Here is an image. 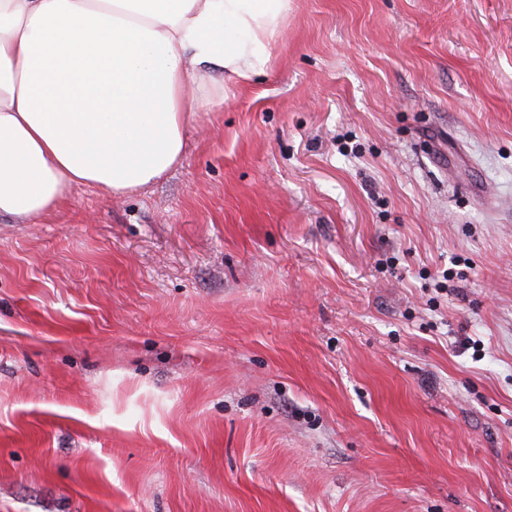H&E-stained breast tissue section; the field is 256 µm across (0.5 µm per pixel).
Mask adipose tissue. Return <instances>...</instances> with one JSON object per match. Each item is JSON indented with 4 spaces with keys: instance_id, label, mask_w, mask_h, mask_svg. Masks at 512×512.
<instances>
[{
    "instance_id": "ef3b65f1",
    "label": "adipose tissue",
    "mask_w": 512,
    "mask_h": 512,
    "mask_svg": "<svg viewBox=\"0 0 512 512\" xmlns=\"http://www.w3.org/2000/svg\"><path fill=\"white\" fill-rule=\"evenodd\" d=\"M290 0H0V217L116 197L184 152L213 74L271 63Z\"/></svg>"
}]
</instances>
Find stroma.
<instances>
[{"instance_id":"stroma-1","label":"stroma","mask_w":512,"mask_h":512,"mask_svg":"<svg viewBox=\"0 0 512 512\" xmlns=\"http://www.w3.org/2000/svg\"><path fill=\"white\" fill-rule=\"evenodd\" d=\"M212 93L0 218V512H512V0H291Z\"/></svg>"}]
</instances>
